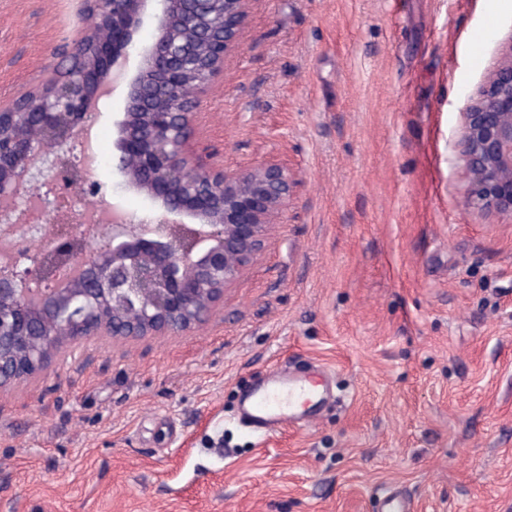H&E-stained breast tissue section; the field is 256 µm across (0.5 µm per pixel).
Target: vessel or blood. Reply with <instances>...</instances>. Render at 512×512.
Instances as JSON below:
<instances>
[{
  "label": "vessel or blood",
  "mask_w": 512,
  "mask_h": 512,
  "mask_svg": "<svg viewBox=\"0 0 512 512\" xmlns=\"http://www.w3.org/2000/svg\"><path fill=\"white\" fill-rule=\"evenodd\" d=\"M325 393L324 374L309 379L273 371L243 395L241 416L262 432L273 431L286 423L303 425L323 408Z\"/></svg>",
  "instance_id": "1"
}]
</instances>
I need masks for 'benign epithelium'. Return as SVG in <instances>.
I'll return each instance as SVG.
<instances>
[{
    "label": "benign epithelium",
    "mask_w": 512,
    "mask_h": 512,
    "mask_svg": "<svg viewBox=\"0 0 512 512\" xmlns=\"http://www.w3.org/2000/svg\"><path fill=\"white\" fill-rule=\"evenodd\" d=\"M155 34L138 44L149 3ZM248 0H84L93 23L70 46L56 75L0 102V224L44 230L33 266L0 277V387L48 366L55 353L100 336L185 331L202 322L261 255L294 195L288 169L259 163L228 174L210 167L188 142L200 94L223 69L247 18ZM139 58L126 81L125 109L112 168L125 187L160 204L138 223L113 215L106 246L85 236L72 191L99 196L91 166L74 160L92 116ZM456 148L469 199L512 215V57L461 113ZM80 276L66 287L55 269ZM43 282L26 288L30 276Z\"/></svg>",
    "instance_id": "benign-epithelium-1"
}]
</instances>
